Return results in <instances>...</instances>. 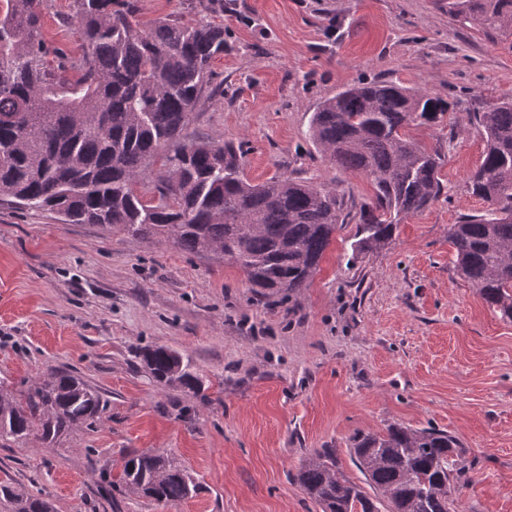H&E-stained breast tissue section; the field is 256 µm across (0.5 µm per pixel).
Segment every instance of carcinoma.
Wrapping results in <instances>:
<instances>
[{"instance_id":"1","label":"carcinoma","mask_w":512,"mask_h":512,"mask_svg":"<svg viewBox=\"0 0 512 512\" xmlns=\"http://www.w3.org/2000/svg\"><path fill=\"white\" fill-rule=\"evenodd\" d=\"M84 42L81 59L47 45V0L0 5V199L57 214L68 224H97L241 270L262 296L292 298L308 287L336 233L356 224L354 247L391 244L398 221L440 195L441 146L409 136L435 126L451 103L423 87L374 80L347 87L311 113L308 139L342 171L370 179L368 200L288 175L254 182L232 142L191 141L184 130L205 98L224 97L213 63L224 55V25L208 0L184 23L148 25L137 0H73ZM448 14L512 37V0H448ZM54 56L56 69L47 57ZM77 69L65 80L61 73ZM483 129L471 193L488 204L450 225L457 273L501 316L512 320V100L473 107ZM163 390L198 394L203 381L189 357L166 346L137 353ZM100 391L46 367L18 390L0 381V446L54 448L102 420ZM351 479L332 448L305 456L293 481L321 512H459L454 492L469 481L456 437L433 427L391 424L357 432ZM105 495L140 493L159 504L197 491L187 471L160 449L131 450L117 474L99 473ZM0 512H54L49 499L0 481Z\"/></svg>"}]
</instances>
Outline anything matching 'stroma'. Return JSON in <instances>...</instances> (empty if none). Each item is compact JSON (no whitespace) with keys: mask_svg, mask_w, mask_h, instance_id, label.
I'll list each match as a JSON object with an SVG mask.
<instances>
[{"mask_svg":"<svg viewBox=\"0 0 512 512\" xmlns=\"http://www.w3.org/2000/svg\"><path fill=\"white\" fill-rule=\"evenodd\" d=\"M72 14V0H49L43 34L76 60ZM211 18L224 27V95L203 100L185 134L243 144L259 182L286 174L372 195L307 138L315 106L358 82L512 98V38L450 16L448 0H224ZM411 134L445 154L438 199L379 252L355 251L345 225L289 300L255 295L208 256L0 201V380L18 387L52 365L108 401L101 423L58 447H0V481L47 495L55 512H319L291 479L302 457L335 449L360 480L349 437L400 424L466 449L461 512H512V320L456 275L448 241L451 224L486 208L467 183L483 134L460 109ZM149 345L189 356L202 396L135 368ZM148 448L185 466L196 495L102 496L99 470Z\"/></svg>","mask_w":512,"mask_h":512,"instance_id":"1","label":"stroma"}]
</instances>
